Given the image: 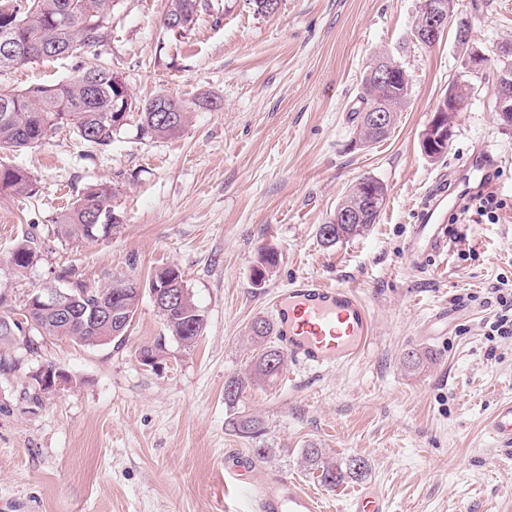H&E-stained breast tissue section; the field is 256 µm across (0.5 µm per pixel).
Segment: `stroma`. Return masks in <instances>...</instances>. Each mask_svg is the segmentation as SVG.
I'll use <instances>...</instances> for the list:
<instances>
[{
	"mask_svg": "<svg viewBox=\"0 0 512 512\" xmlns=\"http://www.w3.org/2000/svg\"><path fill=\"white\" fill-rule=\"evenodd\" d=\"M422 0H280L275 14L248 0H199L197 22L166 29L170 0H112L102 54L138 100L168 93L192 104L181 133L148 138L130 116L111 146L68 129L0 154L24 168L37 195H0V310L23 307L75 269L93 286L125 273L148 280L181 271L205 318L192 347L168 337L142 295L121 342L96 347L44 337L17 370L0 371V512H253L256 484L281 472L344 512L363 487L391 512H512V453L489 433L497 403L512 396V338L489 339L493 288L512 279V128L495 104V65L473 83L453 116L446 154L425 155L421 134L458 73L454 30L433 47L413 44ZM471 43L512 41V0H458ZM393 56L410 96L388 137L355 146L352 110L375 54ZM78 57L0 72V88L70 80ZM214 103L195 107L197 98ZM491 155V187L503 203L495 222L449 213L448 252L423 274L405 247L421 194L443 170ZM384 183L376 224L333 245L321 225L358 179ZM112 187L118 221L95 239L61 236L63 211L90 185ZM35 235L37 257L15 273L10 255ZM277 265L252 282L260 253ZM355 289L372 337L351 362L323 370L287 361L273 382L247 387L232 405L224 384L250 371L249 326L269 318L267 301L297 275ZM165 337L158 367L139 360ZM411 349L424 367L405 366ZM52 363L71 386L31 403L29 374ZM261 419L267 453L249 479L224 478L227 457H250L229 430ZM363 458L366 476L336 487L306 467L302 448Z\"/></svg>",
	"mask_w": 512,
	"mask_h": 512,
	"instance_id": "obj_1",
	"label": "stroma"
}]
</instances>
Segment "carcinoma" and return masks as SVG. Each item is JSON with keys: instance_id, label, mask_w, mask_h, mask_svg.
Segmentation results:
<instances>
[{"instance_id": "cac0c4a2", "label": "carcinoma", "mask_w": 512, "mask_h": 512, "mask_svg": "<svg viewBox=\"0 0 512 512\" xmlns=\"http://www.w3.org/2000/svg\"><path fill=\"white\" fill-rule=\"evenodd\" d=\"M109 0H0V44L14 39L26 47L29 57L16 62L21 66L38 60L58 59L74 54H87L88 49L105 38L106 26L97 19L107 16ZM197 0H171L166 18L178 24V31L190 28L196 21ZM497 90L512 94V43L498 47ZM363 74L362 91L358 106L354 109L356 128L363 129L367 112L390 110L399 112L407 101L410 90L409 76L401 65H396L389 81L375 85L370 76L372 63ZM112 66L99 54L83 62L73 78L56 84L52 89L40 85L25 90L0 89V152L17 151L47 139L56 130L68 128L82 141L97 146L112 145L120 132L115 122L120 116H129L137 109L139 129L144 135L158 138H173L182 130L189 108L185 101L178 100L181 111L172 113L165 120L161 114L151 111L153 100L130 99L126 112L121 91L112 87ZM471 73L465 60H460L456 79L448 85V92L458 97L470 87ZM34 195L38 192L28 172L19 168L0 167V193ZM384 202L362 210L359 224H335L334 234L320 233L326 244H335L356 236L375 223ZM114 225L112 210V188L100 183L87 188L84 194L61 216L60 232L67 239L80 240L95 237L99 230ZM37 247L34 236H28L11 254L10 263L21 272L31 265ZM278 255L273 249L262 252L258 264L253 268L252 280L262 276V270L277 266ZM68 282L65 292L69 294L73 317L64 325L52 317L31 310L25 303L23 319L9 314H0V346L8 350L37 352L36 338L50 336L87 345L89 336H112V324L89 323V317L101 302L110 299L112 284L91 287L72 270L62 273ZM153 278L167 282L176 288L185 287L182 273L177 268L165 267ZM163 324L171 336L185 347L193 346L203 334L205 319L194 303L190 292H185L183 302L176 308L161 314ZM266 326L262 335L253 334L255 356L251 373L233 376L225 383L224 400L235 403L253 381L270 382L283 371L285 353L271 345L273 326L261 319ZM232 431L240 438L255 441L264 434L263 422L250 415H242L231 422ZM302 459L310 468L320 472V482L333 488L348 479H357L366 474L367 462L360 457L345 460L330 459L320 448L312 446L301 450Z\"/></svg>"}]
</instances>
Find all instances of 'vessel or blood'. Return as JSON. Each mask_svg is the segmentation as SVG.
<instances>
[{"label":"vessel or blood","instance_id":"b4317fda","mask_svg":"<svg viewBox=\"0 0 512 512\" xmlns=\"http://www.w3.org/2000/svg\"><path fill=\"white\" fill-rule=\"evenodd\" d=\"M487 151L476 152L467 171L438 177L416 210L406 244L408 265L428 269L448 247V213L470 193L481 188L488 175ZM276 340L298 363L310 368L341 365L354 360L372 335L366 305L352 289L329 286L320 278L302 275L269 301ZM490 432L512 446V398L501 402L492 417ZM256 512H322L317 496L283 474L266 475L258 488ZM349 512H389L374 487L361 489L351 499Z\"/></svg>","mask_w":512,"mask_h":512}]
</instances>
